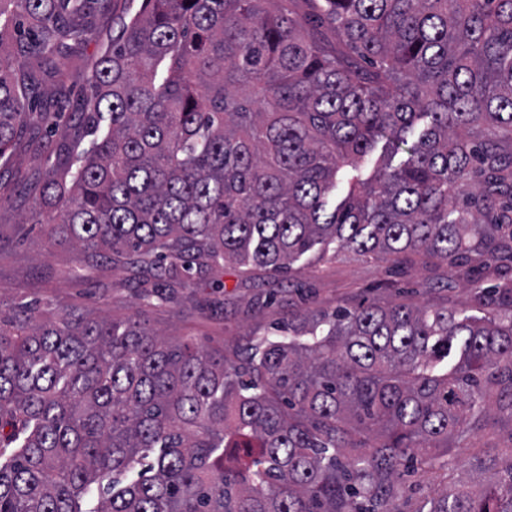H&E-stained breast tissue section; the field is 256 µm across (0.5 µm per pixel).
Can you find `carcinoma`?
<instances>
[{
    "instance_id": "1",
    "label": "carcinoma",
    "mask_w": 512,
    "mask_h": 512,
    "mask_svg": "<svg viewBox=\"0 0 512 512\" xmlns=\"http://www.w3.org/2000/svg\"><path fill=\"white\" fill-rule=\"evenodd\" d=\"M142 0L54 127L29 214L77 273L169 289L289 273L330 245L462 267L475 315L392 302L207 351L134 315L0 300V512H392L512 417V0ZM112 0H0V161ZM336 30L339 44L322 36ZM382 145L371 176L363 159ZM504 478L421 512H512Z\"/></svg>"
}]
</instances>
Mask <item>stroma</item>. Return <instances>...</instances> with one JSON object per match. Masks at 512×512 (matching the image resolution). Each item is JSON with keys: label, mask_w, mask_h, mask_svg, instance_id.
<instances>
[{"label": "stroma", "mask_w": 512, "mask_h": 512, "mask_svg": "<svg viewBox=\"0 0 512 512\" xmlns=\"http://www.w3.org/2000/svg\"><path fill=\"white\" fill-rule=\"evenodd\" d=\"M141 0H114V13L100 19L84 42L87 64L63 68L47 79L36 96L53 102L62 119H69L81 96L88 94L87 65L119 33L118 17H129ZM50 141L46 134L24 137L7 163L0 164V298L8 302L39 299L49 308H102L116 318L142 314L149 326L167 336L194 337L206 349H224L271 335L275 325L295 311L330 312L367 300L448 303L457 311L471 308L468 290L452 278L446 262L414 255L404 263L360 256L346 250L311 252L289 274L246 272L225 265L223 289L179 290L174 303L139 311L134 282L127 269H103L93 279L74 278L75 251L70 243L48 240L43 228L23 233L19 224L28 209L23 194L42 170ZM512 444V417L491 412L485 428L470 447L451 449L452 467L442 474L416 464L403 474V491L394 500V512H418L424 501L451 492L471 476L480 452Z\"/></svg>", "instance_id": "stroma-1"}]
</instances>
